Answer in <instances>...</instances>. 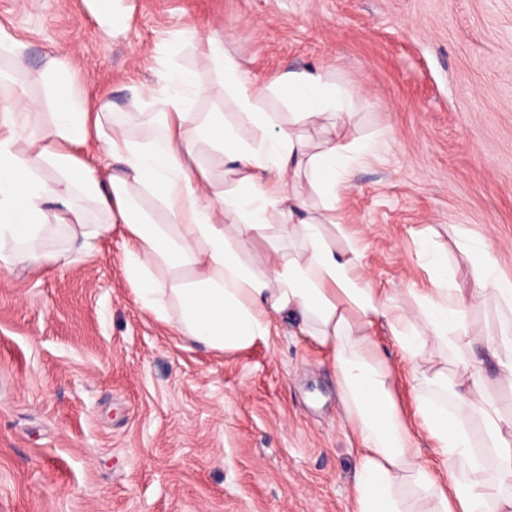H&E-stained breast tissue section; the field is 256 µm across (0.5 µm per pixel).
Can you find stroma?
<instances>
[{"label": "stroma", "mask_w": 512, "mask_h": 512, "mask_svg": "<svg viewBox=\"0 0 512 512\" xmlns=\"http://www.w3.org/2000/svg\"><path fill=\"white\" fill-rule=\"evenodd\" d=\"M0 0V26L45 53L76 51L74 84L116 115L167 66L233 110L199 48L223 38L250 78L323 69L355 86L347 139L376 142L342 196L373 285H431L421 238L473 285L458 231L512 276V0ZM119 237L77 262L0 268V512H347L358 442L333 367L291 323L268 343H186L135 302ZM417 428L409 364L378 334ZM417 439L423 451L431 442Z\"/></svg>", "instance_id": "stroma-1"}]
</instances>
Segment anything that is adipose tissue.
I'll return each instance as SVG.
<instances>
[{
  "label": "adipose tissue",
  "instance_id": "obj_1",
  "mask_svg": "<svg viewBox=\"0 0 512 512\" xmlns=\"http://www.w3.org/2000/svg\"><path fill=\"white\" fill-rule=\"evenodd\" d=\"M201 47L233 116L197 111L207 86L169 67L158 87L144 88L159 110L135 135L134 116L91 105L76 90L74 50L54 52L24 80L26 46L0 27V99L12 104L0 113V267L67 264L69 243L87 252L120 231L135 301L185 341L241 351L291 317L330 358L360 445L349 512H512V416L499 413L485 379L490 368L512 386V278L497 273L486 244L465 240L470 292L453 287L447 259L434 251L433 286L410 289L412 305L375 288L362 241L337 216L354 164L374 148L341 133L354 88L317 70L258 83L223 39L207 37ZM33 83L40 99L29 94ZM271 94L287 104V122L265 110ZM303 126L323 133L318 151ZM202 144L223 156L233 188L191 167ZM302 181L319 207L297 191ZM274 227L283 241L269 238ZM249 239L261 246L246 259L237 244ZM475 305L497 316L480 341L470 334ZM380 330L412 367L432 458L399 410ZM435 346L455 360L454 376L426 366Z\"/></svg>",
  "mask_w": 512,
  "mask_h": 512
}]
</instances>
